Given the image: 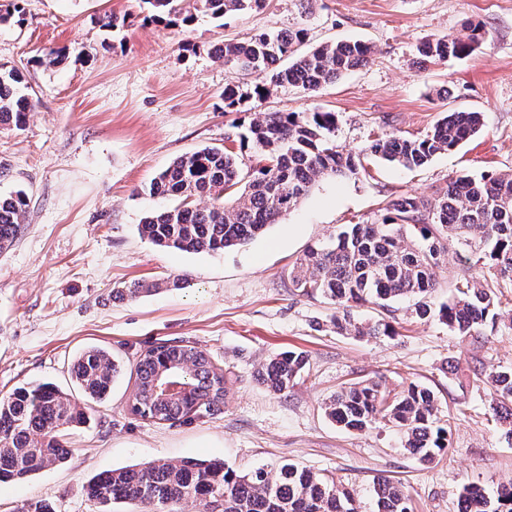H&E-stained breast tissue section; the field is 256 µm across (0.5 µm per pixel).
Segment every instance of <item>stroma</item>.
Listing matches in <instances>:
<instances>
[{
    "mask_svg": "<svg viewBox=\"0 0 512 512\" xmlns=\"http://www.w3.org/2000/svg\"><path fill=\"white\" fill-rule=\"evenodd\" d=\"M23 23L0 24V66L26 76L33 109L21 128H0V194L24 191L26 221L0 254V397L37 382L76 393L70 367L86 347L103 345L125 369L110 398L67 438L58 467L0 482V512L31 499L56 512H102L86 495L101 472L153 459H221L239 472L295 462L335 477L371 512L374 480L408 491L413 512H458L469 484L485 491L512 479V439L486 412L489 391L468 386L472 354L486 369L512 368V300L481 350L410 304L396 312L397 334L338 335L333 305L296 295L289 274L309 247L345 225L373 220L407 195L430 196L457 172L512 173V0H262L217 22L142 23L139 0H25ZM122 20L112 30L98 18ZM484 35L466 57L422 67L417 46ZM304 27L309 45L360 40L368 64L309 94L270 87L242 111L224 109L225 85L252 92L265 75L225 66L213 48L227 39ZM66 53L55 67L50 52ZM330 111L335 143L358 151L382 133L422 137L452 111L484 115L482 131L457 149L409 171L367 157L357 175L320 180L290 214L244 247L190 254L144 239L139 224L164 199L144 188L175 158L224 145L261 112ZM184 277L187 287L127 301L114 287ZM190 341L224 371L217 412L187 422H153L130 409L134 367L148 348ZM304 352L309 369L285 395L256 378L266 359ZM399 391L416 380L435 388L453 424L446 455L423 464L404 452L399 432L378 423L346 431L324 414L340 387L368 378Z\"/></svg>",
    "mask_w": 512,
    "mask_h": 512,
    "instance_id": "1",
    "label": "stroma"
}]
</instances>
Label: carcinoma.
<instances>
[{
  "mask_svg": "<svg viewBox=\"0 0 512 512\" xmlns=\"http://www.w3.org/2000/svg\"><path fill=\"white\" fill-rule=\"evenodd\" d=\"M23 0H9L0 22L24 21ZM259 0H141L143 20L188 26L196 14L222 20L243 13ZM483 28L469 24L465 38L442 37L422 43L417 52L427 63L469 55ZM306 29L262 33L226 40L216 53L224 65L243 63L270 76L279 86L315 93L341 75L366 65L371 46L335 41L304 48ZM23 72L0 67V127L25 123L32 103ZM483 126L479 112H449L423 137L395 134L371 140L362 154L406 169L450 152ZM333 112H271L253 119L239 134V151L206 146L174 159L146 191L173 200L149 212L140 232L151 243L187 253L218 254L243 246L301 204L318 179L356 174L360 156L336 149ZM257 159L246 166L244 153ZM208 199L202 206L200 199ZM26 218L22 193L0 195V251L13 245ZM454 243L467 254L468 265L454 278L448 301L433 306L436 272ZM479 267L482 277L472 268ZM512 284V173L462 172L448 179L429 199L408 195L394 200L381 217L348 224L336 238L313 246L290 273L297 295L321 298L336 306L331 323L338 334L388 336V322L362 323L351 310L366 303L393 313L395 303L414 301L420 319L438 317L455 335L481 345L495 330L501 313L502 283ZM182 277L165 282L133 281L113 289L123 300H137L164 288H181ZM309 361L288 351L270 357L258 378L275 394H286L306 372ZM121 370L112 352L94 346L74 361L72 374L83 392L76 399L52 383L15 389L0 399V481L19 479L65 463L68 431L92 418L93 404L112 391ZM467 378L493 392L489 413L512 438V369L487 371L472 358ZM186 378L190 390L179 398L161 397L155 386L171 376ZM224 374L206 351L190 344L161 343L140 355L131 411L145 420L184 422L219 409ZM325 415L345 430L361 431L388 422L402 434L403 449L431 464L446 453L451 424L439 417L438 399L427 386L410 383L394 395L377 380L353 383L336 392ZM89 498L108 506L135 503L142 512H179L193 501L202 512H359L348 490L333 478L296 463L274 470L263 467L238 473L221 460H155L112 469L93 477ZM374 512H411L409 495L391 479L374 482ZM460 512H512V482L491 496L468 485L459 494Z\"/></svg>",
  "mask_w": 512,
  "mask_h": 512,
  "instance_id": "1",
  "label": "carcinoma"
}]
</instances>
